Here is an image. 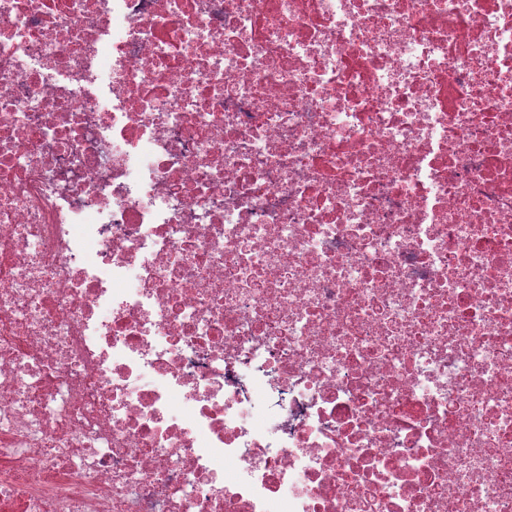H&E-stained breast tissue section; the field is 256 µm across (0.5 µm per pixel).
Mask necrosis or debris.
Wrapping results in <instances>:
<instances>
[{
    "mask_svg": "<svg viewBox=\"0 0 512 512\" xmlns=\"http://www.w3.org/2000/svg\"><path fill=\"white\" fill-rule=\"evenodd\" d=\"M0 512H512V0H0Z\"/></svg>",
    "mask_w": 512,
    "mask_h": 512,
    "instance_id": "4bbe7bcc",
    "label": "necrosis or debris"
}]
</instances>
